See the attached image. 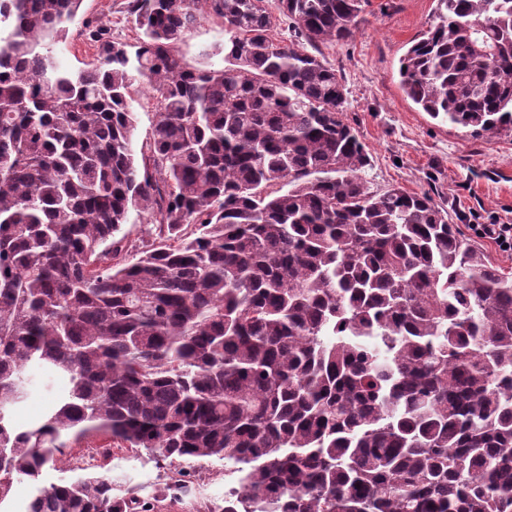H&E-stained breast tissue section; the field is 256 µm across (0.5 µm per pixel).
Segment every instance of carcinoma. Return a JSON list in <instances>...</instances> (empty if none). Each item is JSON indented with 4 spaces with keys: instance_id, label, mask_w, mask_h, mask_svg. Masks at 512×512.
I'll list each match as a JSON object with an SVG mask.
<instances>
[{
    "instance_id": "carcinoma-1",
    "label": "carcinoma",
    "mask_w": 512,
    "mask_h": 512,
    "mask_svg": "<svg viewBox=\"0 0 512 512\" xmlns=\"http://www.w3.org/2000/svg\"><path fill=\"white\" fill-rule=\"evenodd\" d=\"M361 3L127 0L135 43L88 29L70 71L82 0H0V502L25 478V512H150L86 468L43 485L96 432L232 465L221 512H512V275L430 196L362 179L346 87L307 50ZM206 13L222 67L180 51ZM400 67L432 118L511 134L512 0H437ZM134 210L156 238L114 263ZM137 90L133 105L137 117L134 146L138 151L142 143H145L151 136L152 128L156 121V111L152 104V93L147 85L141 84ZM64 384L62 382L55 383L54 390L48 392L42 388L32 391L26 404L16 413L15 420L19 424H30L39 418L44 412L47 403L62 391Z\"/></svg>"
}]
</instances>
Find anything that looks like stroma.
Segmentation results:
<instances>
[{"label":"stroma","mask_w":512,"mask_h":512,"mask_svg":"<svg viewBox=\"0 0 512 512\" xmlns=\"http://www.w3.org/2000/svg\"><path fill=\"white\" fill-rule=\"evenodd\" d=\"M125 4L126 0H82L78 23L57 47L60 64L76 70L91 62L94 49L84 35L88 22L110 26L113 40L133 42L136 32L126 19ZM436 6V0H365L363 21L353 35L323 44L322 56L346 85L344 119L370 154L371 164L363 172L370 188L399 187L431 196L467 238L512 273V254L476 231L480 224H512V135L476 136L452 127L431 118L400 89L399 60L434 20ZM180 49L192 65H222L221 19L205 15ZM88 455L105 456V470L145 498L179 474L192 483V495L161 498L154 512H204L205 507L223 504L238 487L236 474L225 470L222 460L158 464L131 450L110 447L99 433L89 434L50 462L44 482H57L63 469Z\"/></svg>","instance_id":"35a3bbf8"}]
</instances>
